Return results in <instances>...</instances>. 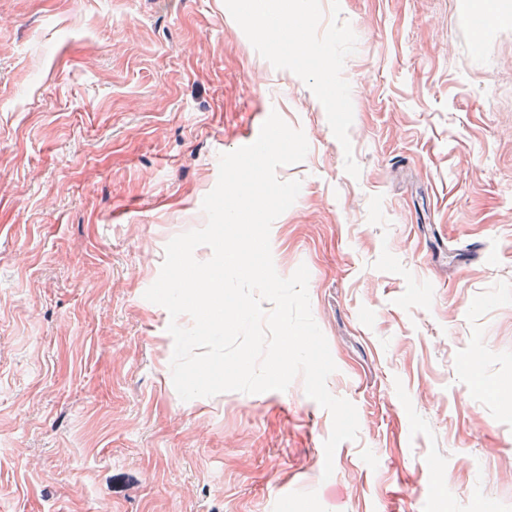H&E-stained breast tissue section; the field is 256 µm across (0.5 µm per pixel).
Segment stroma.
I'll use <instances>...</instances> for the list:
<instances>
[{"mask_svg":"<svg viewBox=\"0 0 512 512\" xmlns=\"http://www.w3.org/2000/svg\"><path fill=\"white\" fill-rule=\"evenodd\" d=\"M311 0H0V512H512V14ZM326 54L330 75L305 64ZM302 130L273 223L356 440L286 391L189 401L145 299L219 157ZM471 239L482 254L465 261ZM298 4L295 6V13L284 16L279 8V5L273 0H262L258 14L255 15L257 20V32L261 38H264L273 43H280V41L273 38H266L270 35L268 24L274 22L278 25L282 33H288L292 28L297 29L301 22L308 18L309 11L307 1L297 0ZM288 22V24H287Z\"/></svg>","mask_w":512,"mask_h":512,"instance_id":"35a3bbf8","label":"stroma"}]
</instances>
